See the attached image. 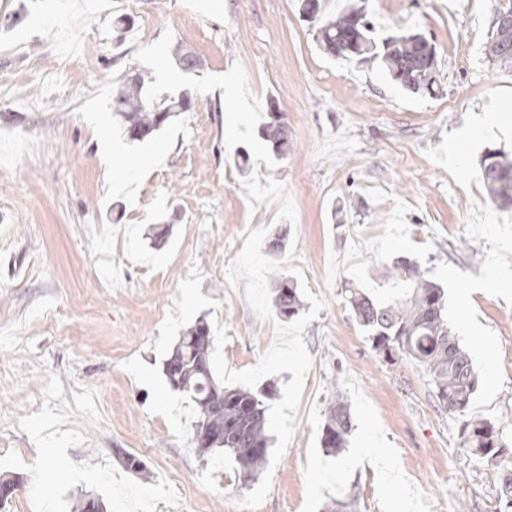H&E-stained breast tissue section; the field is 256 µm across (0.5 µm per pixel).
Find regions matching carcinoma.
<instances>
[{
	"mask_svg": "<svg viewBox=\"0 0 512 512\" xmlns=\"http://www.w3.org/2000/svg\"><path fill=\"white\" fill-rule=\"evenodd\" d=\"M317 41L328 54L352 58L362 63L379 62L383 71L413 94L431 93L436 84L438 59L435 46L423 35L400 34L376 43L371 25L359 9L321 22ZM487 58L512 66V59H500L499 35L491 31L486 43ZM146 75L135 72L124 79L112 96V112L127 125L128 133L142 139L158 130L185 108L178 99L160 107L148 105L143 88ZM261 136L278 159L288 155V126L280 114L264 127ZM481 174L487 197L500 209L512 208V161L497 150H488L481 159ZM393 270L404 279L407 294L387 304L375 302L357 288L344 291V304L357 325L369 336L372 350L386 362L399 358L419 364L429 378L436 404L461 418L459 447L481 462L498 465L509 461L512 443L505 440L503 426L468 415L478 389L476 374L468 351L448 324L443 288L429 280L419 266L407 259L398 260ZM274 308L285 320L297 317L302 308L300 289L290 278L280 275L274 283ZM170 387L189 396L197 411L195 428L206 427L212 439L195 443L206 455L221 449L238 466L243 480L252 479L265 465L270 438L265 428L266 401L275 396L268 386L259 392L226 388L215 378L211 362L210 329L198 324L187 329L173 347L163 365ZM353 427L348 404L339 389L325 411L320 443L330 454H338ZM496 500L504 512L512 509V473L497 487ZM75 512H106L105 504L93 494L79 497Z\"/></svg>",
	"mask_w": 512,
	"mask_h": 512,
	"instance_id": "cac0c4a2",
	"label": "carcinoma"
}]
</instances>
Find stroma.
<instances>
[{
	"instance_id": "35a3bbf8",
	"label": "stroma",
	"mask_w": 512,
	"mask_h": 512,
	"mask_svg": "<svg viewBox=\"0 0 512 512\" xmlns=\"http://www.w3.org/2000/svg\"><path fill=\"white\" fill-rule=\"evenodd\" d=\"M349 5L375 40L418 32L435 44L436 94L320 48V20ZM494 9L319 0L309 20L299 0H0V478L21 480L6 512H71L85 492L107 512H244L253 483L224 452L197 453L194 406L162 366L200 322L226 326L235 370L276 341L224 273L245 231L275 220L276 206L245 198L241 182L255 172L287 184L296 265L327 300L303 332L313 367L257 512H325L348 495L354 512H399L397 490L354 457L368 427L370 454L392 452L416 512H494L501 469L460 448V422L435 406L421 367L376 356L341 296L349 285L390 302L407 288L395 261L416 263L443 287L479 376L472 414L512 421V298L483 287L491 263L512 270V210L491 204L479 169L489 149L512 159V121L448 153L484 113H512V67L485 54ZM167 30L199 58L196 76L241 63L263 112L284 113L292 148L277 168L226 147L219 88L192 94L189 111L144 139L126 135L112 90ZM175 210L179 223L166 226ZM336 388L353 428L333 456L320 436ZM128 453L145 474L125 466ZM49 459L60 478L44 493ZM340 460L341 481L316 484V467Z\"/></svg>"
}]
</instances>
